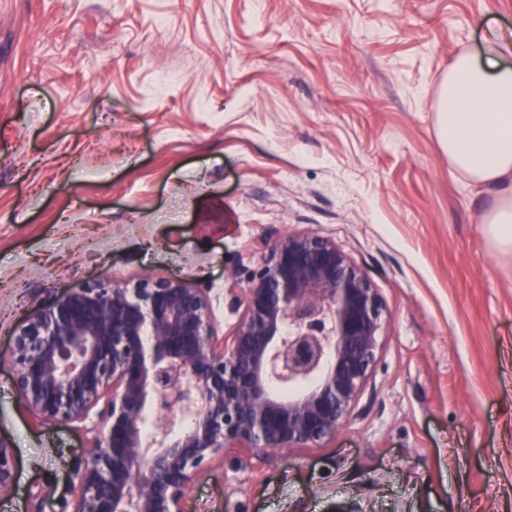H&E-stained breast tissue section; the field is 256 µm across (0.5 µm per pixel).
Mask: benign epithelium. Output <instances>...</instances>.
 I'll return each instance as SVG.
<instances>
[{"label":"benign epithelium","mask_w":512,"mask_h":512,"mask_svg":"<svg viewBox=\"0 0 512 512\" xmlns=\"http://www.w3.org/2000/svg\"><path fill=\"white\" fill-rule=\"evenodd\" d=\"M257 252L227 285L240 315L219 345L209 289L169 277L103 276L18 327L10 364L26 407L91 421L69 512H187L188 481L226 449L320 446L353 415L384 345L382 296L313 231L265 236ZM15 470L0 438V491Z\"/></svg>","instance_id":"obj_1"}]
</instances>
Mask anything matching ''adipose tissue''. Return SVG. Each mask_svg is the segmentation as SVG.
Wrapping results in <instances>:
<instances>
[{"instance_id":"adipose-tissue-1","label":"adipose tissue","mask_w":512,"mask_h":512,"mask_svg":"<svg viewBox=\"0 0 512 512\" xmlns=\"http://www.w3.org/2000/svg\"><path fill=\"white\" fill-rule=\"evenodd\" d=\"M512 48L501 37L485 59L457 56L448 67L435 117L449 167L490 196L481 222L492 247L512 255V67L499 56Z\"/></svg>"}]
</instances>
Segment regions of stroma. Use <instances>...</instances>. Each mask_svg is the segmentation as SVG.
Instances as JSON below:
<instances>
[{"mask_svg":"<svg viewBox=\"0 0 512 512\" xmlns=\"http://www.w3.org/2000/svg\"><path fill=\"white\" fill-rule=\"evenodd\" d=\"M512 35V0H0V512H60L90 445L9 364L38 307L102 276L224 296L266 231H313L390 318L348 423L226 453L188 512H512V258L448 166V66ZM15 470L16 456L14 448L0 438V492L11 485Z\"/></svg>","mask_w":512,"mask_h":512,"instance_id":"35a3bbf8","label":"stroma"}]
</instances>
